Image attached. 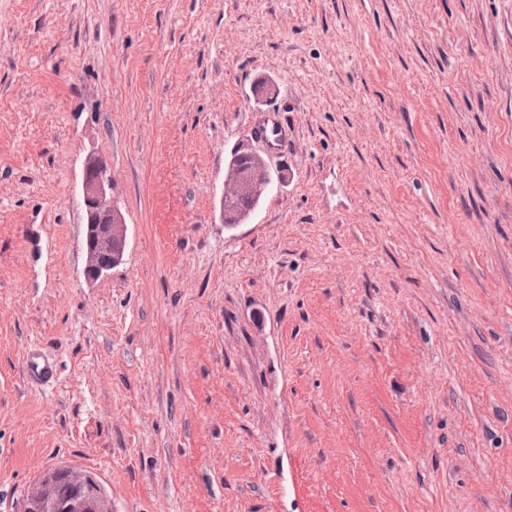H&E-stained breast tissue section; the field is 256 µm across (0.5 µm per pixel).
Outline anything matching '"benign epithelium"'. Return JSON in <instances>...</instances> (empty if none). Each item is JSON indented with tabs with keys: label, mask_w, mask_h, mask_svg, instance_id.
Masks as SVG:
<instances>
[{
	"label": "benign epithelium",
	"mask_w": 512,
	"mask_h": 512,
	"mask_svg": "<svg viewBox=\"0 0 512 512\" xmlns=\"http://www.w3.org/2000/svg\"><path fill=\"white\" fill-rule=\"evenodd\" d=\"M273 179L269 164L259 152L242 146L232 152L221 197V216L226 228L242 224L236 212L238 200L244 196L261 199ZM111 182L106 162L98 155H87L82 170L81 203L85 216L83 274L89 282L107 277L122 263L127 247V224L122 212L112 204ZM22 512L111 510L90 475L61 469L27 496Z\"/></svg>",
	"instance_id": "7a95c632"
}]
</instances>
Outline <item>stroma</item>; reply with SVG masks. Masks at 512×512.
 <instances>
[{
    "instance_id": "1",
    "label": "stroma",
    "mask_w": 512,
    "mask_h": 512,
    "mask_svg": "<svg viewBox=\"0 0 512 512\" xmlns=\"http://www.w3.org/2000/svg\"><path fill=\"white\" fill-rule=\"evenodd\" d=\"M62 468L111 512H512V0H0V512ZM253 134L260 140L268 138L274 146L280 149H288V126L282 121L281 115H278V118L270 124L256 126L253 129ZM273 179L274 174L269 164L259 152L242 146L235 149L228 163L227 184L221 197L224 226L233 229L242 224L243 219H239L237 212L246 213L251 209L253 201L248 197L256 199L258 204ZM241 197L244 198L239 200ZM111 175L98 155L86 156L82 170L81 203L85 216L84 277L96 282L107 277L123 261L127 247V224L112 204ZM25 370L35 384L44 385L55 378L56 367L39 346H32L25 357Z\"/></svg>"
}]
</instances>
